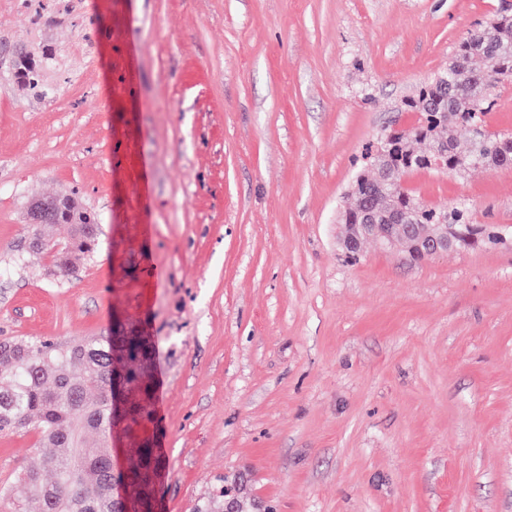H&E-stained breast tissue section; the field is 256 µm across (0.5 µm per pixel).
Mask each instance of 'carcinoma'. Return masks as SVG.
I'll list each match as a JSON object with an SVG mask.
<instances>
[{
    "label": "carcinoma",
    "mask_w": 512,
    "mask_h": 512,
    "mask_svg": "<svg viewBox=\"0 0 512 512\" xmlns=\"http://www.w3.org/2000/svg\"><path fill=\"white\" fill-rule=\"evenodd\" d=\"M512 82V12L498 10L484 25L463 37L448 67L423 82L403 108L418 114L407 129H389L377 141L373 174L352 182L351 203L341 223L355 224L364 204L375 206L377 223L401 212L408 231L398 237L407 259L421 257L412 236L417 228L446 224L452 248H491L503 241L501 229L468 223L469 209L425 204L404 186V178L420 170L464 177L486 167H511L501 141L511 132L490 128L487 116L497 107L501 87ZM456 127L469 132L465 146L454 140ZM60 221L71 224L68 240L58 243L46 234L47 224H33L17 253L24 264L32 255L48 258L52 275L66 279L73 256L91 254L99 245L100 228L88 211L60 204ZM155 345L132 326L113 325L109 333L64 342L14 336L0 340V432L34 431L50 449L39 464L21 471L41 512H151L154 476L167 469L163 449L143 439L125 466L116 468L112 432L131 434L154 418V379L150 367ZM126 391L129 410L120 428L112 424V382ZM236 476L198 501L192 512H245L247 505L228 494Z\"/></svg>",
    "instance_id": "carcinoma-1"
}]
</instances>
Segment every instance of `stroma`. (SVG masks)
<instances>
[{
	"mask_svg": "<svg viewBox=\"0 0 512 512\" xmlns=\"http://www.w3.org/2000/svg\"><path fill=\"white\" fill-rule=\"evenodd\" d=\"M503 0H0V338L155 340L164 512L224 475L262 512H512V244L407 260L337 242L402 99ZM512 226V168L417 171ZM100 224L66 282L16 270L29 203ZM42 454L0 434V475Z\"/></svg>",
	"mask_w": 512,
	"mask_h": 512,
	"instance_id": "1",
	"label": "stroma"
}]
</instances>
